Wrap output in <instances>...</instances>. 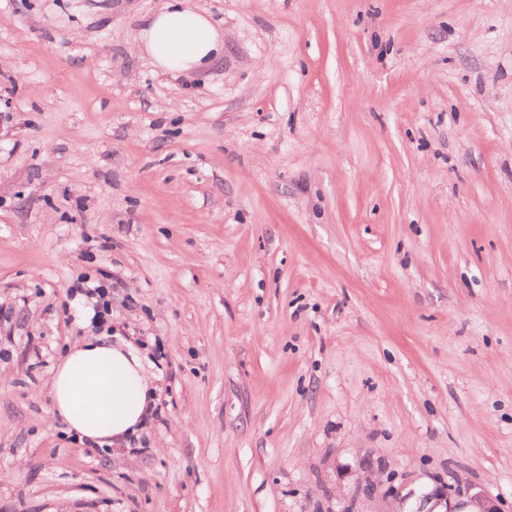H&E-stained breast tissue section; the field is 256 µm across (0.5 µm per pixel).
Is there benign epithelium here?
<instances>
[{"label": "benign epithelium", "mask_w": 512, "mask_h": 512, "mask_svg": "<svg viewBox=\"0 0 512 512\" xmlns=\"http://www.w3.org/2000/svg\"><path fill=\"white\" fill-rule=\"evenodd\" d=\"M387 496L398 504L395 512H463L467 506L477 507L476 512H500V508L493 500L480 492H472V487H452L448 484H437L431 490L417 495L414 492L402 494L398 488L387 490ZM415 498L412 510L404 509V503Z\"/></svg>", "instance_id": "obj_1"}]
</instances>
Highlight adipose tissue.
I'll return each instance as SVG.
<instances>
[{
	"label": "adipose tissue",
	"instance_id": "adipose-tissue-1",
	"mask_svg": "<svg viewBox=\"0 0 512 512\" xmlns=\"http://www.w3.org/2000/svg\"><path fill=\"white\" fill-rule=\"evenodd\" d=\"M136 44L167 73L207 67L224 49L208 13L184 0H169L145 17ZM154 389L145 354L127 344L88 339L75 343L58 363L52 406L79 438L121 444L146 422Z\"/></svg>",
	"mask_w": 512,
	"mask_h": 512
}]
</instances>
